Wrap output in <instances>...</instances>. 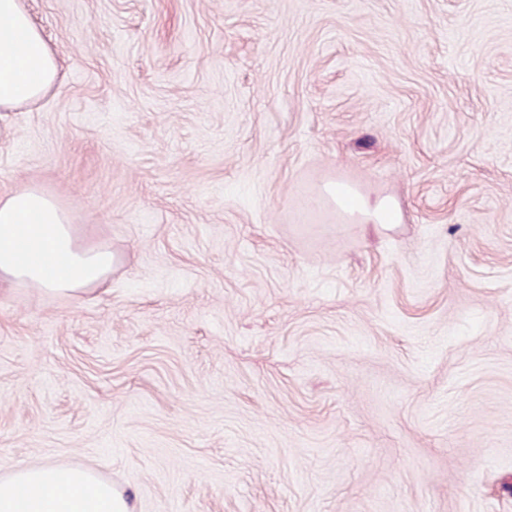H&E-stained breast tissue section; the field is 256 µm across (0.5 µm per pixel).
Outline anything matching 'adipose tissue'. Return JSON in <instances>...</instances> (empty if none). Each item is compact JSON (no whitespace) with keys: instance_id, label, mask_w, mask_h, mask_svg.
<instances>
[{"instance_id":"ef3b65f1","label":"adipose tissue","mask_w":512,"mask_h":512,"mask_svg":"<svg viewBox=\"0 0 512 512\" xmlns=\"http://www.w3.org/2000/svg\"><path fill=\"white\" fill-rule=\"evenodd\" d=\"M58 59L23 0H0V111L33 104L56 85ZM337 207L362 224H396L397 201L330 188ZM115 256L105 243L80 244L68 213L27 186L0 196V285L31 286L77 300L103 286ZM0 512H130L127 500L88 469L16 467L0 480Z\"/></svg>"}]
</instances>
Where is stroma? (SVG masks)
<instances>
[{"label":"stroma","mask_w":512,"mask_h":512,"mask_svg":"<svg viewBox=\"0 0 512 512\" xmlns=\"http://www.w3.org/2000/svg\"><path fill=\"white\" fill-rule=\"evenodd\" d=\"M60 86L0 112L111 244L0 286V478L132 512H512V0H25ZM398 200V224L322 207ZM0 512H131L127 500L88 469L16 467L0 480Z\"/></svg>","instance_id":"1"}]
</instances>
